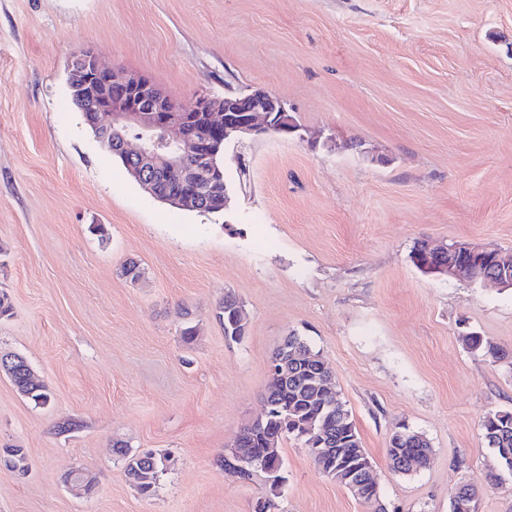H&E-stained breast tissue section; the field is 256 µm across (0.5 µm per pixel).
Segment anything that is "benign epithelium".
<instances>
[{"label": "benign epithelium", "mask_w": 512, "mask_h": 512, "mask_svg": "<svg viewBox=\"0 0 512 512\" xmlns=\"http://www.w3.org/2000/svg\"><path fill=\"white\" fill-rule=\"evenodd\" d=\"M86 123L97 139L112 142V130L121 128L118 153L132 176L150 194L174 204L208 200V191L218 172L215 157L220 141L255 139L276 130L288 132V105L262 89L243 95L200 94L179 104L148 77L120 73L99 62L91 53L77 57L69 70ZM108 121L100 122L101 115ZM463 252L467 260L454 261ZM435 265L432 274H449L459 279L478 280L480 263L493 255L499 275L489 281L512 288V250L489 245L460 244L427 247ZM448 262H442V258ZM20 367L23 375L35 378L27 360L15 354H0V372Z\"/></svg>", "instance_id": "1"}]
</instances>
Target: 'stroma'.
<instances>
[{
  "label": "stroma",
  "instance_id": "obj_1",
  "mask_svg": "<svg viewBox=\"0 0 512 512\" xmlns=\"http://www.w3.org/2000/svg\"><path fill=\"white\" fill-rule=\"evenodd\" d=\"M86 52L181 102L266 90L300 131L227 144L223 211L169 207L72 106ZM422 241L512 249V0H0V353L51 394L0 373V448L27 454L26 472L0 465V512H254L268 485L217 460L292 334L329 363L387 512H449L472 481L479 512H512V475L483 482L500 465L481 427L512 409V356L461 339L512 353V289L422 272ZM228 295L238 341L216 317ZM399 423L433 448L408 475L386 456ZM118 441L168 456L154 495ZM280 454L276 512H368L300 441ZM74 470L93 494L65 485ZM218 318L224 326V335L234 340L241 339L247 329V322L239 301L233 296H225L219 306Z\"/></svg>",
  "mask_w": 512,
  "mask_h": 512
}]
</instances>
